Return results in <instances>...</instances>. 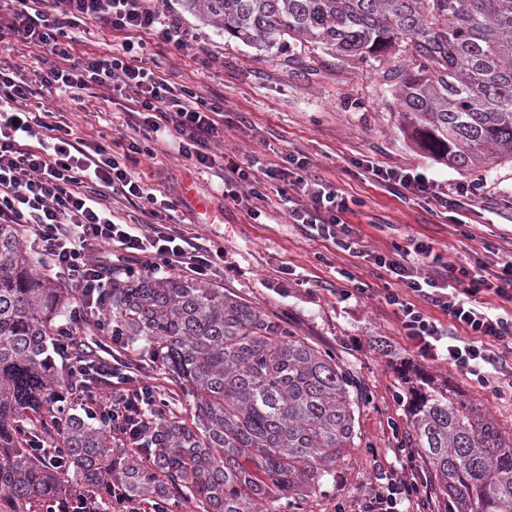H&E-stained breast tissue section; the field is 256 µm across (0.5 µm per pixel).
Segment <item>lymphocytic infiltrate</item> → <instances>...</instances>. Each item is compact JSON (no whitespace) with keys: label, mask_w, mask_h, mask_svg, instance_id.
I'll return each mask as SVG.
<instances>
[{"label":"lymphocytic infiltrate","mask_w":512,"mask_h":512,"mask_svg":"<svg viewBox=\"0 0 512 512\" xmlns=\"http://www.w3.org/2000/svg\"><path fill=\"white\" fill-rule=\"evenodd\" d=\"M5 27L14 41L52 57L35 79L23 77L0 59V224H16L28 235L44 268L76 290L77 315L107 327L104 294L116 274L154 278L178 273L204 281L224 264V249L201 236L170 227L174 208L168 197L150 192L136 167L152 155V142L168 135L178 153L196 168L220 162L212 146L224 137L219 116L223 102H210L191 89L172 84L147 66L148 47L187 45L189 32L166 14L159 0H9ZM102 23L123 32L120 48L72 62L71 29ZM118 93L126 102L132 138L116 148L89 147L64 129L57 113L33 111L32 98L56 93L82 101L89 89ZM254 162L231 164L225 200L247 204L252 219L262 215L267 181H278L289 223L311 239L328 241L366 260L393 286L384 295L418 355L444 361L450 368L488 383L489 367L499 363L496 345L512 341V313L497 312L487 295L512 301V259L466 268L442 261L424 239L410 238L388 250H367L363 237L345 220L351 197L313 178L308 157L285 155L280 164L255 174ZM364 173L411 200L437 199L446 213L469 206L481 187L457 183L452 192L436 193L434 183L403 169L363 164ZM122 195L146 206L130 222L117 221L108 200ZM433 306L440 319L427 315ZM99 380L85 413L105 421L119 417L135 445L149 436L147 414L160 399V388L146 375L121 364L98 363ZM406 474L389 479L364 512H402L419 502L428 512L429 487L412 452L404 454Z\"/></svg>","instance_id":"f902f5d3"}]
</instances>
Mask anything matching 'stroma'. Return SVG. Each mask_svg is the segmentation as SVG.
<instances>
[{
  "instance_id": "35a3bbf8",
  "label": "stroma",
  "mask_w": 512,
  "mask_h": 512,
  "mask_svg": "<svg viewBox=\"0 0 512 512\" xmlns=\"http://www.w3.org/2000/svg\"><path fill=\"white\" fill-rule=\"evenodd\" d=\"M164 10L181 17L194 36L183 49L166 47L149 57L172 82L202 97L224 103V140L217 146L235 162L259 157L279 162L287 153L307 156L315 175L347 195L362 199L347 222L377 250L418 237L432 242L452 263H474L493 256L512 257V163L476 164L457 170L418 146L398 120V105L385 72L406 65V52L387 53L384 62L365 63L317 51L299 56L296 47L261 52L239 40L218 35L185 12L179 0H162ZM77 136L89 144L111 145L129 135L122 107L99 109L97 97L82 103L50 99ZM408 169L433 180L440 190L461 181H479L481 196L467 221L454 224L436 203L403 198L385 186L358 176L356 161ZM149 187L167 192L186 232L224 247V270L209 285L221 288L281 317L296 335L350 365L370 392L356 412L361 434L336 463V483L326 494L308 497L305 512H358L377 493L402 457L391 429L407 416L406 389L398 370L409 367L447 383L512 429V396L481 386L473 376L417 356L384 299L386 282L369 263L336 246L309 239L290 224L277 193L267 185L259 220L244 207L225 202L223 173L200 170L164 143L136 167ZM365 281L367 297L344 301L338 269Z\"/></svg>"
}]
</instances>
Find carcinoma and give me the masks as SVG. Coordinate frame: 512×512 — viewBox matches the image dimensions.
<instances>
[{
    "instance_id": "1",
    "label": "carcinoma",
    "mask_w": 512,
    "mask_h": 512,
    "mask_svg": "<svg viewBox=\"0 0 512 512\" xmlns=\"http://www.w3.org/2000/svg\"><path fill=\"white\" fill-rule=\"evenodd\" d=\"M231 38L378 61L407 42L409 64L387 71L400 122L422 148L470 169L512 162V0H182ZM75 291L40 272L22 229L0 224V512H87L119 497L147 512L190 499L198 512H276L336 480L368 393L335 356L276 315L192 279H131L112 289L102 330L74 315ZM144 341L130 362L164 373L194 399L195 421L159 405L152 448L112 422L65 410L84 384L49 344L61 327ZM399 447L425 466L448 512H512V431L448 385L408 389ZM57 450L52 466L36 441Z\"/></svg>"
}]
</instances>
